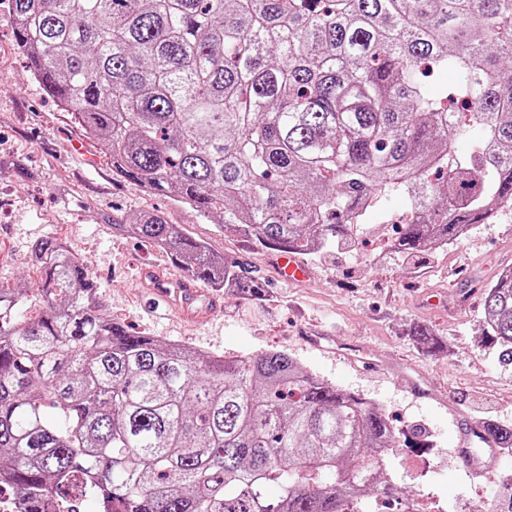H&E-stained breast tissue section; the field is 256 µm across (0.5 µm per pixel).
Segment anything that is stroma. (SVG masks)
Wrapping results in <instances>:
<instances>
[{"mask_svg":"<svg viewBox=\"0 0 512 512\" xmlns=\"http://www.w3.org/2000/svg\"><path fill=\"white\" fill-rule=\"evenodd\" d=\"M146 210L245 264L265 287L256 295L210 289L197 319L157 310L136 282L140 267L181 277L169 251L113 232ZM395 200L359 225L351 245L305 255L307 280H281L274 251L249 246L162 194L118 179L111 159L70 112L47 95L19 49L0 4V286L21 292L36 314L37 240L56 237L86 259L108 311L129 329L227 359L282 351L338 388L366 398L401 429L423 427L419 446L388 458L392 484L407 500L441 512H489L497 486L512 476V452H499L491 475H467L457 458L458 423L512 426V364L487 332L482 298L498 272L512 267V204L446 246L414 258L397 247ZM430 327L427 349L409 335Z\"/></svg>","mask_w":512,"mask_h":512,"instance_id":"35a3bbf8","label":"stroma"}]
</instances>
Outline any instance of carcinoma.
<instances>
[{"label": "carcinoma", "mask_w": 512, "mask_h": 512, "mask_svg": "<svg viewBox=\"0 0 512 512\" xmlns=\"http://www.w3.org/2000/svg\"><path fill=\"white\" fill-rule=\"evenodd\" d=\"M46 93L116 177L256 246L349 243L392 199L407 256L512 202V0H10ZM452 72L451 87L429 81ZM471 141L468 159L454 149ZM192 280L257 292L163 214L115 222ZM43 312L0 287V484L25 512H407L396 429L281 351L226 359L112 319L88 264L31 247ZM484 320L512 362V268ZM499 448L512 427L484 422ZM494 512H512V479Z\"/></svg>", "instance_id": "carcinoma-1"}]
</instances>
